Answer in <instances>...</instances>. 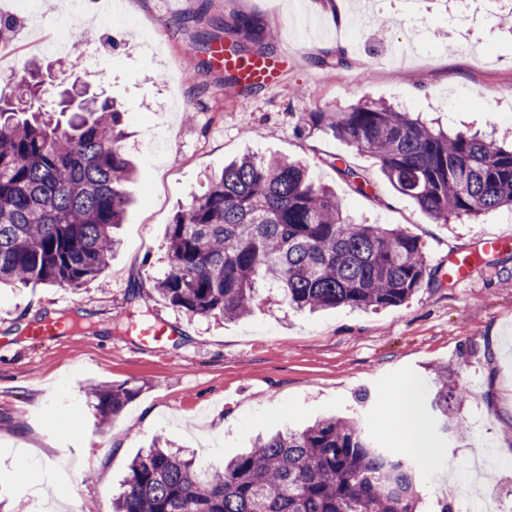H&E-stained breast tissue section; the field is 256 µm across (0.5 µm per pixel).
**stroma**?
<instances>
[{
	"instance_id": "stroma-1",
	"label": "stroma",
	"mask_w": 512,
	"mask_h": 512,
	"mask_svg": "<svg viewBox=\"0 0 512 512\" xmlns=\"http://www.w3.org/2000/svg\"><path fill=\"white\" fill-rule=\"evenodd\" d=\"M36 0L37 26L18 22L0 40V78H22L34 63L69 65L45 50L62 16L98 33L101 63L79 79L125 111L126 148L137 167L130 205L107 271L75 288H0V499L9 512H112L134 456L156 437L212 467L260 436L301 430L319 417L362 414L393 449L401 443L387 410L403 383L418 397L424 446L416 462L421 512L451 504L470 512V494L512 512V247L482 261L473 279L451 285L439 264L449 251L478 250L489 235L512 236V210L437 223L397 193L368 153L304 113L384 102L440 125L501 137L512 134V27L506 0H132V18L149 21L152 45L129 26H108V0ZM252 16L274 28L275 55L287 58L273 86L228 85L206 46L209 22ZM347 47L351 65L336 74L314 62ZM483 94L481 108L471 98ZM302 160L365 224L399 226L422 244L423 285L398 307L329 309L314 315L265 297L231 320L193 317L147 297L166 269L168 224L203 195L209 175L243 153ZM344 157L372 185L351 191L332 166ZM146 304L173 340L144 348L128 329ZM82 314L83 323L50 341L28 336L47 315ZM458 370L466 392L462 436L441 432L428 406L431 370ZM135 390L116 417L100 421L89 385ZM222 429H215V419ZM93 464L96 476L71 478L58 493L57 457Z\"/></svg>"
}]
</instances>
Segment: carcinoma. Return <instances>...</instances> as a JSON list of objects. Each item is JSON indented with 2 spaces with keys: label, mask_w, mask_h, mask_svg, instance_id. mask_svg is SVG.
<instances>
[{
  "label": "carcinoma",
  "mask_w": 512,
  "mask_h": 512,
  "mask_svg": "<svg viewBox=\"0 0 512 512\" xmlns=\"http://www.w3.org/2000/svg\"><path fill=\"white\" fill-rule=\"evenodd\" d=\"M211 38L236 55L254 45L247 57L271 54L276 40L259 20L236 14L213 25ZM317 63L339 72L350 59L338 47ZM45 93L36 64L0 90V283L76 288L108 268L134 169L113 102L75 88L50 101ZM306 117L371 154L392 188L437 222L512 207V146L384 103ZM335 169L353 192L368 193L362 173ZM166 240L167 271L154 290L191 316L244 317L263 288L310 313L399 306L428 270L416 237L354 221L307 166L276 155L224 165L177 212ZM432 381L443 428L463 430L457 373L439 366ZM88 394L110 420L133 391L94 384ZM419 503L406 460L379 448L359 418L328 416L262 438L215 471L156 441L132 459L112 512H417Z\"/></svg>",
  "instance_id": "cac0c4a2"
}]
</instances>
